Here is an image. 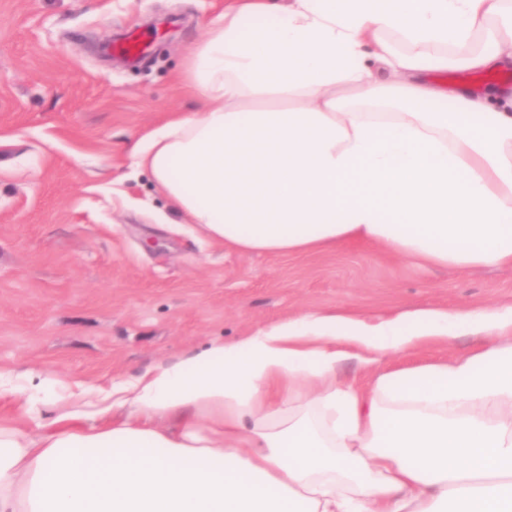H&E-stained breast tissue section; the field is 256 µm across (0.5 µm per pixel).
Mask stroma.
I'll return each mask as SVG.
<instances>
[{
	"mask_svg": "<svg viewBox=\"0 0 512 512\" xmlns=\"http://www.w3.org/2000/svg\"><path fill=\"white\" fill-rule=\"evenodd\" d=\"M227 4L0 0V365L108 385L318 309L512 305L509 267L241 252L176 223L132 147L201 110L183 67ZM136 26L143 57L106 53Z\"/></svg>",
	"mask_w": 512,
	"mask_h": 512,
	"instance_id": "35a3bbf8",
	"label": "stroma"
}]
</instances>
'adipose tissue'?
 I'll list each match as a JSON object with an SVG mask.
<instances>
[{"label": "adipose tissue", "mask_w": 512, "mask_h": 512, "mask_svg": "<svg viewBox=\"0 0 512 512\" xmlns=\"http://www.w3.org/2000/svg\"><path fill=\"white\" fill-rule=\"evenodd\" d=\"M480 34L502 50H471ZM452 47L472 70L512 60V0H234L186 61L203 112L133 153L230 249L512 268V104L459 88L428 111ZM461 335L486 343L379 368ZM22 388L0 512H512V307L305 313L110 386L0 366V401Z\"/></svg>", "instance_id": "obj_1"}]
</instances>
